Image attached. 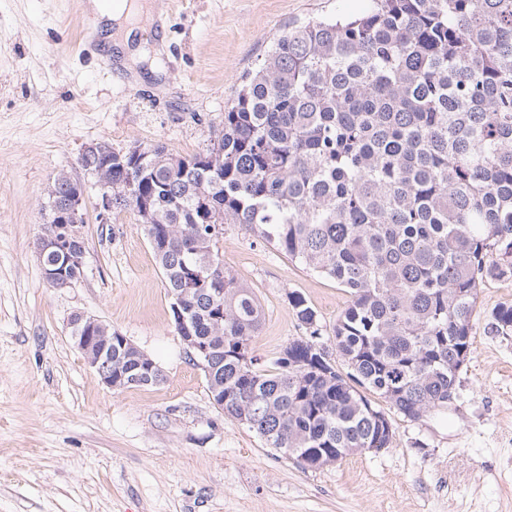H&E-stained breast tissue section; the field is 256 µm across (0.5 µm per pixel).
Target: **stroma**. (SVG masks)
I'll return each instance as SVG.
<instances>
[{
  "label": "stroma",
  "mask_w": 512,
  "mask_h": 512,
  "mask_svg": "<svg viewBox=\"0 0 512 512\" xmlns=\"http://www.w3.org/2000/svg\"><path fill=\"white\" fill-rule=\"evenodd\" d=\"M148 60L105 74L75 0H0V512H512V335L493 313L512 277L478 290L472 348L446 408L389 411V447L305 469L214 407L175 330L172 299L142 224L97 219L77 164L108 142L206 152L245 75L288 24L365 12L370 0H154ZM86 186L83 274L50 287L35 241L47 187ZM224 263L253 289L260 360L306 336L288 295L317 311L322 342L349 296L276 246L226 225ZM92 315L162 368L160 384L111 389L71 337Z\"/></svg>",
  "instance_id": "stroma-1"
}]
</instances>
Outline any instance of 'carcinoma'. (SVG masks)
<instances>
[{
    "mask_svg": "<svg viewBox=\"0 0 512 512\" xmlns=\"http://www.w3.org/2000/svg\"><path fill=\"white\" fill-rule=\"evenodd\" d=\"M363 14L292 24L224 111L217 143L183 157L162 144L79 165L112 183V211L143 224L168 292L182 296L213 404L268 448L309 460L387 447L373 393L410 419L445 407L470 353L477 292L512 274V0H371ZM63 209L76 184L55 175ZM242 224L347 289L334 327L341 373L319 346L316 312L288 296L308 336L265 369L263 314L224 265V225ZM81 227L40 250L83 274ZM512 333V303L493 314ZM112 337V382L164 381L154 359Z\"/></svg>",
    "mask_w": 512,
    "mask_h": 512,
    "instance_id": "1",
    "label": "carcinoma"
}]
</instances>
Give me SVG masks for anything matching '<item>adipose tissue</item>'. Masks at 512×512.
Listing matches in <instances>:
<instances>
[{
	"mask_svg": "<svg viewBox=\"0 0 512 512\" xmlns=\"http://www.w3.org/2000/svg\"><path fill=\"white\" fill-rule=\"evenodd\" d=\"M86 8L93 14L95 25L102 27L106 41L114 46L116 55L130 63L141 61L140 35L144 27L140 20L154 18L151 0H111L106 7L100 0H88Z\"/></svg>",
	"mask_w": 512,
	"mask_h": 512,
	"instance_id": "adipose-tissue-1",
	"label": "adipose tissue"
}]
</instances>
